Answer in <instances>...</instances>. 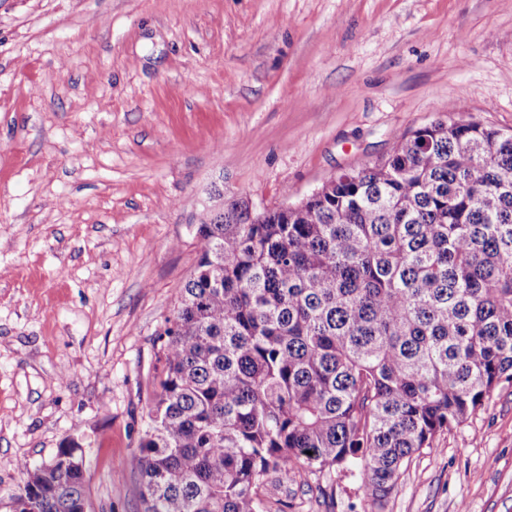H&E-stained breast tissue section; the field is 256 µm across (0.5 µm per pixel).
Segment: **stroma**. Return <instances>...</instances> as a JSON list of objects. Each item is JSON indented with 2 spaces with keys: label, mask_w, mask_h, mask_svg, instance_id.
Segmentation results:
<instances>
[{
  "label": "stroma",
  "mask_w": 512,
  "mask_h": 512,
  "mask_svg": "<svg viewBox=\"0 0 512 512\" xmlns=\"http://www.w3.org/2000/svg\"><path fill=\"white\" fill-rule=\"evenodd\" d=\"M512 131V0H0V512L18 462L129 461L158 333L226 200L295 204L448 108ZM414 454L380 512H512V383ZM264 512H367L343 469Z\"/></svg>",
  "instance_id": "obj_1"
}]
</instances>
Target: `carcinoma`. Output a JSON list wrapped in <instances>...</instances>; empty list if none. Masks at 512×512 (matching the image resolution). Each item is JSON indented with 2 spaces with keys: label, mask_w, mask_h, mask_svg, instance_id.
Segmentation results:
<instances>
[{
  "label": "carcinoma",
  "mask_w": 512,
  "mask_h": 512,
  "mask_svg": "<svg viewBox=\"0 0 512 512\" xmlns=\"http://www.w3.org/2000/svg\"><path fill=\"white\" fill-rule=\"evenodd\" d=\"M197 235L131 459L144 512H263L310 466L380 505L512 381V133L450 106L305 207L231 199ZM19 469L13 512L87 510L77 446Z\"/></svg>",
  "instance_id": "obj_1"
}]
</instances>
